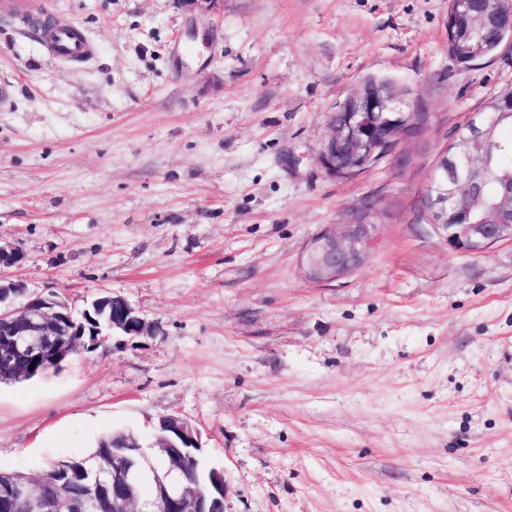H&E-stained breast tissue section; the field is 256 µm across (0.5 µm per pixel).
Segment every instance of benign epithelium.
Listing matches in <instances>:
<instances>
[{
    "instance_id": "obj_1",
    "label": "benign epithelium",
    "mask_w": 512,
    "mask_h": 512,
    "mask_svg": "<svg viewBox=\"0 0 512 512\" xmlns=\"http://www.w3.org/2000/svg\"><path fill=\"white\" fill-rule=\"evenodd\" d=\"M484 10L474 17L471 44L464 51L477 58L481 40L477 31L489 24H500L503 35L512 37V10L501 0H484ZM406 94L401 89L381 93L369 82L355 90L332 114L330 132L320 158L324 168L334 176L358 175L389 155L404 141L418 138L430 117L425 112L404 107ZM496 112H477L467 128L459 132L452 151L438 156L428 185L420 197V215L434 233L455 252L478 254L492 245L512 241V191L501 194L485 212L483 220L470 221L471 207L482 196L485 184L483 158L476 148L490 140L495 124L512 121V90L496 99ZM371 207L354 213L342 224H330L304 249L301 268L314 283L332 282L355 271L363 262L372 243L374 225L369 223ZM26 260L22 249L0 244V269L21 266ZM17 296L25 301L13 308L0 309V322L15 328L0 338V382L10 375L11 360L25 356L43 359L48 354L64 356L68 352L66 337L85 335V320L71 314L66 302L56 293L47 296L26 292L24 283L0 273V305ZM147 336L150 327L123 298H112V313L105 316L104 330H95L90 347L97 348L114 334ZM152 447L163 457L169 448L185 449V457H171L164 468L148 463L138 439L123 436L112 448L109 480L93 477L92 483L79 493L60 485L55 495L56 512H154L152 503L142 502L133 487L153 473L159 492L161 512H224L226 484L224 474L213 472L209 485L195 481L189 474L188 460L200 462V432L177 415L164 417L160 434ZM4 499L22 504L21 512H45L41 486L31 477L14 485Z\"/></svg>"
}]
</instances>
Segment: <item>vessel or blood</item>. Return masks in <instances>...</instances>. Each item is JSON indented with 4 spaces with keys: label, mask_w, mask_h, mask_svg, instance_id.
Returning a JSON list of instances; mask_svg holds the SVG:
<instances>
[{
    "label": "vessel or blood",
    "mask_w": 512,
    "mask_h": 512,
    "mask_svg": "<svg viewBox=\"0 0 512 512\" xmlns=\"http://www.w3.org/2000/svg\"><path fill=\"white\" fill-rule=\"evenodd\" d=\"M38 12L44 19L39 40L48 57L67 65L86 62L94 56L92 41L81 29L59 16L51 0H41Z\"/></svg>",
    "instance_id": "b4317fda"
}]
</instances>
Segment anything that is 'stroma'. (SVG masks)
Returning a JSON list of instances; mask_svg holds the SVG:
<instances>
[{"instance_id":"obj_1","label":"stroma","mask_w":512,"mask_h":512,"mask_svg":"<svg viewBox=\"0 0 512 512\" xmlns=\"http://www.w3.org/2000/svg\"><path fill=\"white\" fill-rule=\"evenodd\" d=\"M96 46L53 63L0 14V243L116 336L0 384V470L196 427L224 512H512V242L452 251L418 219L438 155L512 87V41L463 67L448 0H55ZM369 79L431 112L355 177L320 154ZM370 208L362 266L303 274L306 245ZM104 330L109 332L103 334ZM114 333L131 337L147 336L150 334V327L124 298L112 296V314L105 316L103 330H95V338L91 340L89 347H99Z\"/></svg>"}]
</instances>
